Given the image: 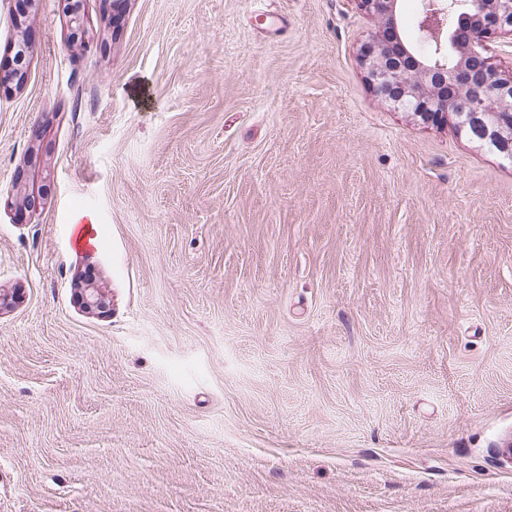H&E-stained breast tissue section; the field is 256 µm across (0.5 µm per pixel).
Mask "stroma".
<instances>
[{"instance_id": "stroma-1", "label": "stroma", "mask_w": 512, "mask_h": 512, "mask_svg": "<svg viewBox=\"0 0 512 512\" xmlns=\"http://www.w3.org/2000/svg\"><path fill=\"white\" fill-rule=\"evenodd\" d=\"M65 4L0 92V512H512V163L354 0ZM15 181L21 186L22 192V201L21 206L23 209L28 212H35L37 209L41 207V203L43 201L42 188L37 187L34 188V174L30 173L29 170L26 169H18L15 174ZM31 181V189L27 187ZM82 305L85 310L98 315L109 311L110 302L98 283L91 277H84L79 288Z\"/></svg>"}]
</instances>
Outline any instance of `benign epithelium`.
I'll return each mask as SVG.
<instances>
[{
	"mask_svg": "<svg viewBox=\"0 0 512 512\" xmlns=\"http://www.w3.org/2000/svg\"><path fill=\"white\" fill-rule=\"evenodd\" d=\"M67 2L70 28L81 34V0ZM354 2L378 22L359 49L377 96L425 124H451L512 161V69H503L491 56L493 43L512 37V0H426L410 31L399 17L398 0ZM452 12L463 13L464 20L450 28ZM419 43H433L436 51L419 53L412 48ZM32 54L28 39L11 43L6 64L0 66V90L23 88ZM15 181L21 186L23 209H39L42 189L27 187L34 174L21 168ZM79 293L85 310L98 315L109 311L110 302L93 278L82 279Z\"/></svg>",
	"mask_w": 512,
	"mask_h": 512,
	"instance_id": "benign-epithelium-1",
	"label": "benign epithelium"
}]
</instances>
